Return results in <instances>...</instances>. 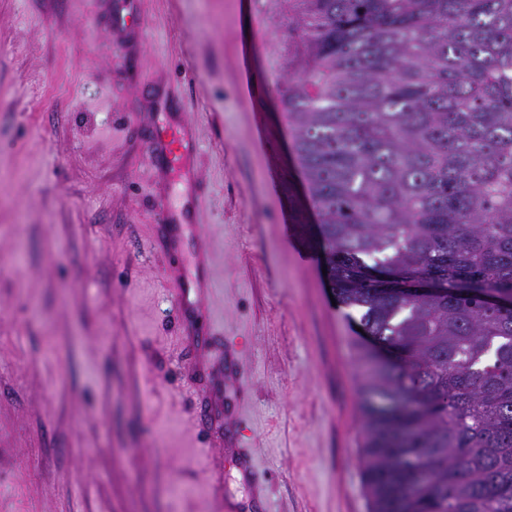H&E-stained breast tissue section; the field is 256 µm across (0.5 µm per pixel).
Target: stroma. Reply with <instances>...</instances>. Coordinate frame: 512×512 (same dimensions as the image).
<instances>
[{
    "label": "stroma",
    "mask_w": 512,
    "mask_h": 512,
    "mask_svg": "<svg viewBox=\"0 0 512 512\" xmlns=\"http://www.w3.org/2000/svg\"><path fill=\"white\" fill-rule=\"evenodd\" d=\"M290 0H0V512H370L357 325L281 101ZM195 139L189 198L152 143ZM193 204L194 225L159 214ZM206 238L210 282L176 299ZM240 458L241 464L249 476L254 493L258 497L266 500L267 488L265 472L258 468L248 448L241 449Z\"/></svg>",
    "instance_id": "stroma-1"
}]
</instances>
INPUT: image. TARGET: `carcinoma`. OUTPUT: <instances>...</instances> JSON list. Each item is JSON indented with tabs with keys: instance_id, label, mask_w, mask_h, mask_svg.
I'll return each mask as SVG.
<instances>
[{
	"instance_id": "obj_1",
	"label": "carcinoma",
	"mask_w": 512,
	"mask_h": 512,
	"mask_svg": "<svg viewBox=\"0 0 512 512\" xmlns=\"http://www.w3.org/2000/svg\"><path fill=\"white\" fill-rule=\"evenodd\" d=\"M291 2L328 282L387 353L357 345L372 512H512V0Z\"/></svg>"
}]
</instances>
